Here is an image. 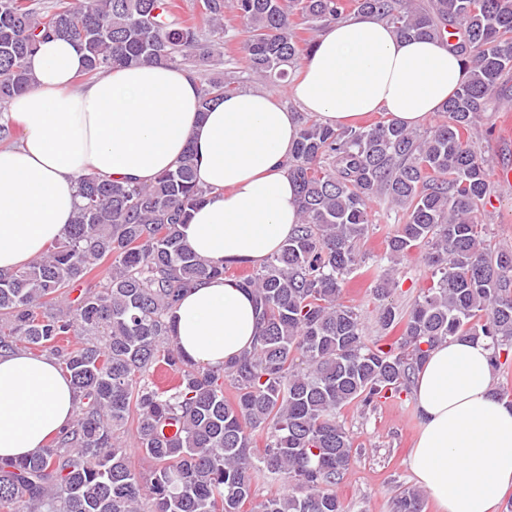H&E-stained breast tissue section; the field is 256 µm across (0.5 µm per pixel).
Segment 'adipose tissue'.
Instances as JSON below:
<instances>
[{"label": "adipose tissue", "mask_w": 512, "mask_h": 512, "mask_svg": "<svg viewBox=\"0 0 512 512\" xmlns=\"http://www.w3.org/2000/svg\"><path fill=\"white\" fill-rule=\"evenodd\" d=\"M24 65L32 85L7 110L22 136L0 146L4 272L62 237L81 175L149 185L189 147L208 196L183 226L185 241L213 261L261 263L299 222L284 163L300 112L334 128L383 112L417 128L464 79V63L446 43L399 38L373 15L319 33L285 92L242 89L207 109L196 76L168 65L117 67L76 83L83 55L66 39L41 42ZM170 319L183 354L209 368L251 349L259 334L249 290L226 278L191 290ZM492 356L487 339H453L433 348L416 374L420 424L409 467L437 512H495L512 489V401L494 393ZM76 405L70 377L54 360L0 355V458L33 453L68 430Z\"/></svg>", "instance_id": "obj_1"}]
</instances>
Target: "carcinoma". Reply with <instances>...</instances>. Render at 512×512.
<instances>
[{
	"mask_svg": "<svg viewBox=\"0 0 512 512\" xmlns=\"http://www.w3.org/2000/svg\"><path fill=\"white\" fill-rule=\"evenodd\" d=\"M177 8L175 0H63L39 14L26 0H0V104L31 86L23 60L46 39L77 42L89 76L206 63L224 54L227 11L245 27L246 71L273 86L319 32L360 13L402 38L448 42L466 75L441 110L445 120L423 132L390 119L336 130L300 115L287 162L300 224L234 276L254 297L259 337L219 369L186 359L169 322L186 291L229 273L180 231L206 201L192 151L147 186L81 177L66 234L27 265L0 271V353L23 347L55 357L79 399L67 431L0 462V512H242L268 475L285 490L252 512H345L334 490L354 459L343 408L366 410L409 390L430 348L450 338L490 340L497 368L512 358V248L485 244L488 160L465 138L512 70V0H202L199 24ZM240 82L227 62L224 80L202 87V107ZM377 199L404 223L375 261L382 334L369 343L342 293L364 263ZM417 249L431 283L401 310L386 302L393 282L382 261ZM129 425L150 463L146 475L122 441ZM424 507L420 491L405 488L391 512Z\"/></svg>",
	"mask_w": 512,
	"mask_h": 512,
	"instance_id": "carcinoma-1",
	"label": "carcinoma"
}]
</instances>
